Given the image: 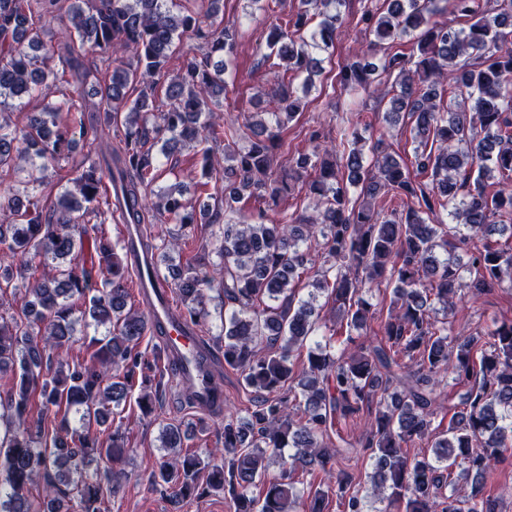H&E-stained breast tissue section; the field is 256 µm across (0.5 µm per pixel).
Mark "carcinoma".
Segmentation results:
<instances>
[{"label": "carcinoma", "instance_id": "1", "mask_svg": "<svg viewBox=\"0 0 512 512\" xmlns=\"http://www.w3.org/2000/svg\"><path fill=\"white\" fill-rule=\"evenodd\" d=\"M439 1L470 24L433 20ZM248 2L276 19L265 55L276 58L265 122L245 112L224 119L237 34L224 25L223 0H0V177L24 175L23 190L0 199L9 213L0 253L19 260L17 275L0 265V299L24 290L20 312L0 314V375L11 379L0 399V512H107L106 498L119 490L129 448L117 409L137 390L141 413L152 414L162 380L138 350L151 324L146 312L127 308L128 253L101 235L87 258L79 229L114 219L150 223L148 195L163 173H174L160 168L157 153L185 141L222 146L232 161L217 213L264 204L255 224L225 221L219 244L224 365L239 373L254 406L246 419L225 420L224 447L206 455L182 451L181 425H165L152 485L171 490L177 503L222 493L233 512H327L332 499L338 512H499L486 479L512 455V320L484 335L452 336L447 317L468 293L512 287V235L488 240L512 231V0H383L359 18L368 45L337 81L367 89L396 73L386 116L414 119V164L431 173L430 187L412 181L381 138L369 144L355 131L352 148L331 158L334 139L323 126L309 130V149L274 170L301 107L293 77L309 83L322 73L317 53L342 24L346 0H295L287 14L285 0ZM64 19L62 39H46ZM185 40L200 46L177 53ZM405 42L416 53L393 51ZM88 52L109 74L91 109L66 78L77 71L83 83ZM450 89L467 100L448 97ZM33 99L45 102L43 111L23 126L13 122L10 114ZM63 112L78 119L64 123ZM120 127L119 149L99 161L76 157L77 143L92 146ZM245 129L250 145L238 150ZM63 164L73 188L45 210L29 187ZM494 171L490 191L485 179ZM117 176L126 202L119 214L103 192ZM297 184L313 199L312 213L277 210ZM158 197L156 219L195 236L196 210L183 191L173 186ZM441 211L452 225L437 220ZM450 228L462 243L482 236L465 262L448 251ZM306 266L313 275L301 298L295 273ZM163 282L178 293L181 315L206 321L211 278L195 260L168 265ZM383 283L392 288L385 316L369 296ZM322 294L346 319L342 338L312 340ZM87 318L107 334L90 338L87 358H63ZM303 348L297 370L292 352ZM449 376L458 391L446 406L437 389ZM35 396L43 411L31 422ZM441 414L445 427L436 422ZM349 419L362 428L356 439L339 428ZM423 442L432 456L409 452ZM365 458L373 462L370 486L358 491L352 464ZM102 459L107 466L92 467ZM272 461L279 474L259 498L252 487ZM316 469L320 486L299 489V474ZM460 480L469 487L464 496ZM39 483L33 500L29 489Z\"/></svg>", "mask_w": 512, "mask_h": 512}]
</instances>
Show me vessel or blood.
<instances>
[{"mask_svg": "<svg viewBox=\"0 0 512 512\" xmlns=\"http://www.w3.org/2000/svg\"><path fill=\"white\" fill-rule=\"evenodd\" d=\"M136 282L139 297L152 321L164 327L157 341L175 367L183 390L190 393L198 409L206 410L220 403L223 393L216 385L217 359L199 329L179 315L170 289L160 287L154 257L141 261L136 270Z\"/></svg>", "mask_w": 512, "mask_h": 512, "instance_id": "vessel-or-blood-1", "label": "vessel or blood"}]
</instances>
